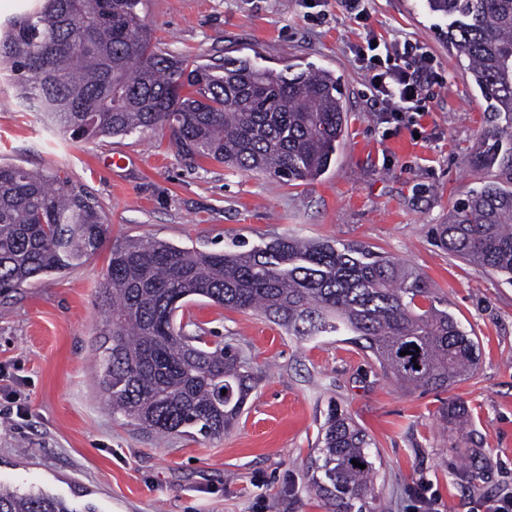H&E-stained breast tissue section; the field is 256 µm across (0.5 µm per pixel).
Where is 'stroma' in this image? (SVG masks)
<instances>
[{
	"label": "stroma",
	"mask_w": 512,
	"mask_h": 512,
	"mask_svg": "<svg viewBox=\"0 0 512 512\" xmlns=\"http://www.w3.org/2000/svg\"><path fill=\"white\" fill-rule=\"evenodd\" d=\"M157 50L192 64L256 57L264 67H317L344 95L338 158L311 183L179 152L170 126L124 137L48 129L0 71V162L53 171L91 192L106 245L62 275L0 298V483L43 487L77 512H331L307 472L329 403L374 443L375 512H487L512 496V283L432 239L452 205L484 182L470 154L487 102L448 22L423 0H144ZM410 40L431 56L422 112L386 122L359 49L367 36ZM277 236L357 242L418 270L478 344L475 371L447 392L403 387L341 337L302 339L257 312L206 299L177 314L236 347L257 377L224 436L157 440L114 413L100 386L108 247L162 239L199 252L263 247ZM460 422L446 421L449 400Z\"/></svg>",
	"instance_id": "stroma-1"
}]
</instances>
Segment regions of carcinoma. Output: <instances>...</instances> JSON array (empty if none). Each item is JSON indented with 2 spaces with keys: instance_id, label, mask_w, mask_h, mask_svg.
Here are the masks:
<instances>
[{
  "instance_id": "obj_1",
  "label": "carcinoma",
  "mask_w": 512,
  "mask_h": 512,
  "mask_svg": "<svg viewBox=\"0 0 512 512\" xmlns=\"http://www.w3.org/2000/svg\"><path fill=\"white\" fill-rule=\"evenodd\" d=\"M424 2L448 19V49L468 61L488 101L470 165L495 172L454 204L434 238L512 280V0ZM141 3L36 0L0 33V64L45 124L75 138L168 125L184 153L289 183L314 180L336 162L346 113L331 73L277 71L248 56L190 65L153 47ZM105 232L94 197L70 179L0 163V295L83 264ZM195 298L258 310L293 336H347L404 386L446 390L478 364L477 343L453 314L418 305L430 298L429 282L362 244L279 237L259 249L206 253L159 239L119 241L100 293V385L113 412L164 437L223 436L255 387L231 345L212 348L176 323ZM320 444L311 486L335 512H365L375 498L371 439L333 404ZM0 512L77 510L46 490L0 484Z\"/></svg>"
}]
</instances>
